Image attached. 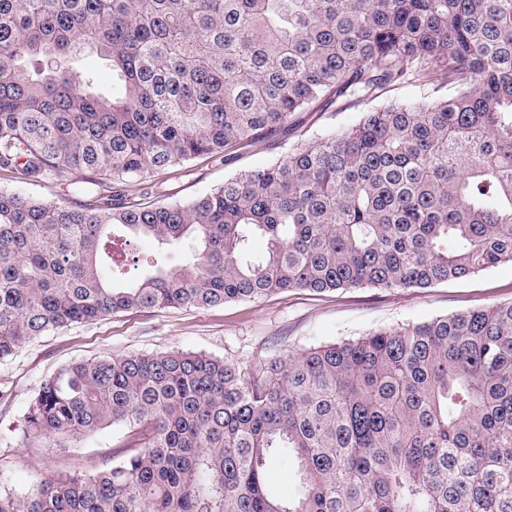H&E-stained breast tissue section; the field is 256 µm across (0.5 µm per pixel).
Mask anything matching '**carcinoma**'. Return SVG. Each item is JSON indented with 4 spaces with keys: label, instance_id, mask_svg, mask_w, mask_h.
Masks as SVG:
<instances>
[{
    "label": "carcinoma",
    "instance_id": "carcinoma-1",
    "mask_svg": "<svg viewBox=\"0 0 512 512\" xmlns=\"http://www.w3.org/2000/svg\"><path fill=\"white\" fill-rule=\"evenodd\" d=\"M87 50L110 87L74 67ZM396 85L412 94L189 202L125 194L286 134L318 101ZM0 170H81L105 190L0 189V360L134 309L422 289L512 263V0H0ZM140 237L156 252L127 282L112 247ZM25 425L34 448L116 425L147 436L110 465L0 491V512H512V303L255 366L77 360L43 380ZM280 456L287 498L269 489ZM269 476L272 484L283 494H290L294 490L292 473L288 465V460L280 459L272 464L269 470Z\"/></svg>",
    "mask_w": 512,
    "mask_h": 512
}]
</instances>
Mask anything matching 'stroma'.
I'll return each instance as SVG.
<instances>
[{
	"label": "stroma",
	"mask_w": 512,
	"mask_h": 512,
	"mask_svg": "<svg viewBox=\"0 0 512 512\" xmlns=\"http://www.w3.org/2000/svg\"><path fill=\"white\" fill-rule=\"evenodd\" d=\"M362 105L316 104L295 115L288 139L272 135L233 149L231 161L200 157L154 173V202H187L239 171L308 144L321 130L356 121ZM512 302V264L428 288H349L316 293L291 290L257 300L200 309L143 308L73 324L21 345L0 361V490L25 493L35 478L102 467L134 442L129 429L109 427L81 448H29L22 441L29 403L42 381L63 365L105 353L115 356L180 350L241 365L354 339L369 330L415 324L438 316Z\"/></svg>",
	"instance_id": "1"
}]
</instances>
